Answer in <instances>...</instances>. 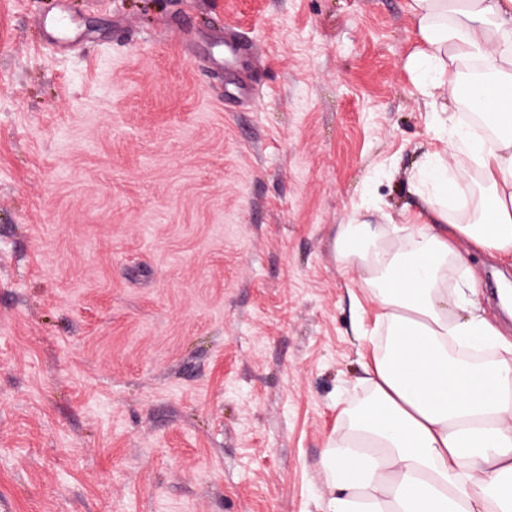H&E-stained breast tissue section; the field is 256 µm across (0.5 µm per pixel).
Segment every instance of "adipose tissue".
Segmentation results:
<instances>
[{
    "label": "adipose tissue",
    "instance_id": "1",
    "mask_svg": "<svg viewBox=\"0 0 512 512\" xmlns=\"http://www.w3.org/2000/svg\"><path fill=\"white\" fill-rule=\"evenodd\" d=\"M421 95L480 113L438 123L459 161L424 154L413 228L346 224L341 262L366 273L384 345L364 367L366 398L325 449L323 512H512V341L474 308L470 247L512 258V0H408Z\"/></svg>",
    "mask_w": 512,
    "mask_h": 512
}]
</instances>
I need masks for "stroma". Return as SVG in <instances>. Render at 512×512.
I'll return each instance as SVG.
<instances>
[{
    "mask_svg": "<svg viewBox=\"0 0 512 512\" xmlns=\"http://www.w3.org/2000/svg\"><path fill=\"white\" fill-rule=\"evenodd\" d=\"M227 31L255 95L187 51ZM416 45L406 0H0V512H321L377 313L336 238L452 156ZM41 25L50 32L51 42L60 49H67L73 44L72 33L76 27L75 19L67 15L64 10L44 16L41 19Z\"/></svg>",
    "mask_w": 512,
    "mask_h": 512,
    "instance_id": "obj_1",
    "label": "stroma"
}]
</instances>
